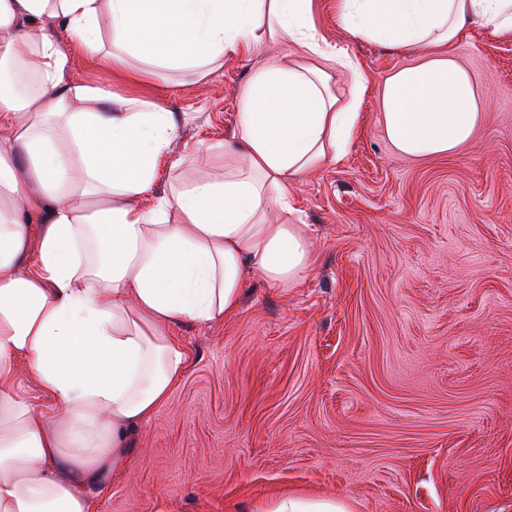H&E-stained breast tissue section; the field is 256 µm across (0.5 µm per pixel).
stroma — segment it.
<instances>
[{"mask_svg": "<svg viewBox=\"0 0 512 512\" xmlns=\"http://www.w3.org/2000/svg\"><path fill=\"white\" fill-rule=\"evenodd\" d=\"M314 22L367 75L345 155L297 177L291 211L270 215L306 225L314 266L287 288L251 278L223 323L174 326L186 370L92 512H256L288 492L348 512H512V39L458 42L481 103L474 135L413 158L382 116L385 78L413 57L352 37L336 0H314ZM302 60L260 41L199 82L128 55L111 107L171 112L181 164L164 194L202 168L223 178L254 69Z\"/></svg>", "mask_w": 512, "mask_h": 512, "instance_id": "35a3bbf8", "label": "stroma"}]
</instances>
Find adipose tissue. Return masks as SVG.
Instances as JSON below:
<instances>
[{
    "label": "adipose tissue",
    "mask_w": 512,
    "mask_h": 512,
    "mask_svg": "<svg viewBox=\"0 0 512 512\" xmlns=\"http://www.w3.org/2000/svg\"><path fill=\"white\" fill-rule=\"evenodd\" d=\"M339 11L350 34L421 57L384 84L401 153L445 155L471 137L478 102L451 50L474 28L512 37V0H339ZM263 35L305 63L254 72L223 179L157 195L176 124L147 100L112 111L113 64L130 54L200 79ZM75 53L97 58L98 80L69 81ZM1 61L39 85L0 92V512H91L88 490L127 466L129 433L183 374L173 326L234 314L248 276L278 288L311 269L303 225L266 215L289 209L297 176L342 158L365 76L319 36L311 0H0ZM24 370L34 395L19 388Z\"/></svg>",
    "instance_id": "obj_1"
}]
</instances>
